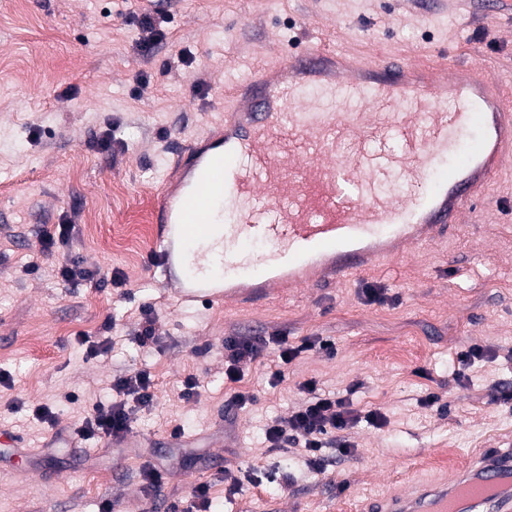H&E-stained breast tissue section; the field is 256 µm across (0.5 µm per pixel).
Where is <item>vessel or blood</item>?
<instances>
[{
  "mask_svg": "<svg viewBox=\"0 0 512 512\" xmlns=\"http://www.w3.org/2000/svg\"><path fill=\"white\" fill-rule=\"evenodd\" d=\"M311 87L317 100L306 97ZM377 100L397 108L389 123L400 149L337 153V134L358 137L377 121L365 109ZM187 156V178L158 187L153 267L167 277L180 269L174 290L185 302L266 301L446 235L512 158V110L476 57L451 71L403 56L368 69L310 44L226 95L223 124ZM398 175L409 193L391 190ZM216 235L224 258L214 266L201 243ZM366 512H512V443L476 452L451 480L385 494Z\"/></svg>",
  "mask_w": 512,
  "mask_h": 512,
  "instance_id": "obj_1",
  "label": "vessel or blood"
}]
</instances>
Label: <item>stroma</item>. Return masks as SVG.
Masks as SVG:
<instances>
[{
	"instance_id": "35a3bbf8",
	"label": "stroma",
	"mask_w": 512,
	"mask_h": 512,
	"mask_svg": "<svg viewBox=\"0 0 512 512\" xmlns=\"http://www.w3.org/2000/svg\"><path fill=\"white\" fill-rule=\"evenodd\" d=\"M143 12L164 33L148 51ZM305 43L450 69L476 54L512 102V0H266L259 14L252 0H0V372L10 376L0 383V512H102L108 502L140 512L200 483L215 512H359L362 499L417 474L452 477L512 438V405L498 400L512 391V163L447 240L261 307L181 303L148 250L129 253L157 185L184 170L180 150L223 120L225 87ZM57 224L72 225L71 242L44 250ZM70 259L102 278L64 284L57 270ZM369 285L384 303H367ZM146 307L149 349L135 339ZM274 334L333 348L285 366L269 348L241 382L225 381V337ZM107 338L111 350L89 357L87 341ZM474 344L490 355L456 380L457 354ZM135 369L150 372L154 406L124 447L71 438L93 404L113 399V375ZM190 378L193 400L182 396ZM310 379L387 419L352 429L351 454L324 448L318 473L264 437L302 405L298 386ZM237 391L255 402L232 407ZM431 394L439 403L423 406ZM40 406L52 423L36 417ZM147 464L170 475L154 497L141 482ZM95 473L105 482L92 483Z\"/></svg>"
}]
</instances>
